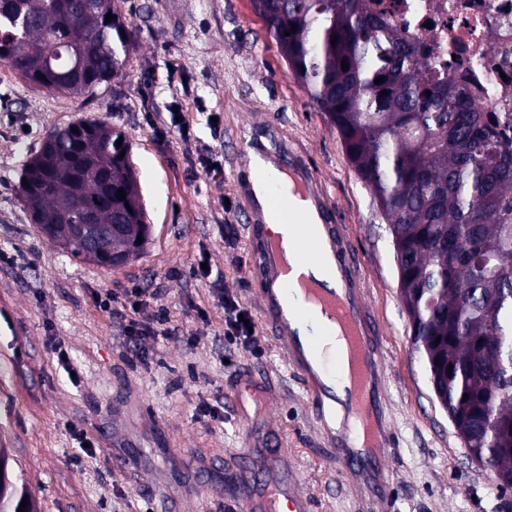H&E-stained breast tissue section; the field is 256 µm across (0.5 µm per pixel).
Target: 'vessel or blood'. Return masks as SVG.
<instances>
[{"label": "vessel or blood", "instance_id": "obj_1", "mask_svg": "<svg viewBox=\"0 0 512 512\" xmlns=\"http://www.w3.org/2000/svg\"><path fill=\"white\" fill-rule=\"evenodd\" d=\"M243 146L256 152L236 181L246 193L251 270L262 282L263 321L273 335L287 337V352L313 405L321 412L338 414L340 444L346 456L359 463L360 479L384 483L379 462L386 445L379 403L382 368L374 344L378 325L358 285L359 256L337 232L327 188L303 156L289 155L286 175L293 190L286 198L269 172L272 151L256 150L251 140ZM257 182L266 188L260 202L251 192ZM270 215L284 217L287 237L269 235ZM336 336L344 343L348 362L347 376L339 385L322 379L303 353L304 346ZM283 503L289 512H309L306 497L292 492L283 502L274 491L264 502V512H279Z\"/></svg>", "mask_w": 512, "mask_h": 512}]
</instances>
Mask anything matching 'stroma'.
Returning <instances> with one entry per match:
<instances>
[{
    "mask_svg": "<svg viewBox=\"0 0 512 512\" xmlns=\"http://www.w3.org/2000/svg\"><path fill=\"white\" fill-rule=\"evenodd\" d=\"M125 11L137 48L124 74L94 92H52L0 65V253L15 258L0 267V448L40 512H249L274 482L307 496L311 512H512V488L469 459L413 351L372 192L251 0H127ZM175 109L193 126L190 140L153 127ZM98 119L131 141L151 224L143 254L118 269L73 258L39 232L19 197L23 167L49 132ZM268 124L282 147L307 156L365 258L359 285L381 326L380 493L348 470L265 325L261 352L219 361L216 289L260 314L234 174L246 162L242 136L263 138ZM201 254L211 263L206 279L191 273ZM135 288L149 293L142 322L166 312L170 327L196 331L195 346L165 336L136 358L123 320L93 300ZM203 404L223 407V420L199 415ZM76 428L92 448H79ZM274 448L287 449V460Z\"/></svg>",
    "mask_w": 512,
    "mask_h": 512,
    "instance_id": "obj_1",
    "label": "stroma"
}]
</instances>
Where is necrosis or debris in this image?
<instances>
[{
  "instance_id": "1",
  "label": "necrosis or debris",
  "mask_w": 512,
  "mask_h": 512,
  "mask_svg": "<svg viewBox=\"0 0 512 512\" xmlns=\"http://www.w3.org/2000/svg\"><path fill=\"white\" fill-rule=\"evenodd\" d=\"M418 41L430 68L467 82L512 141V0H371Z\"/></svg>"
}]
</instances>
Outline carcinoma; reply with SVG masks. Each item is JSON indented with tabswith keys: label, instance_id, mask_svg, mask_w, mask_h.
<instances>
[{
	"label": "carcinoma",
	"instance_id": "carcinoma-1",
	"mask_svg": "<svg viewBox=\"0 0 512 512\" xmlns=\"http://www.w3.org/2000/svg\"><path fill=\"white\" fill-rule=\"evenodd\" d=\"M124 4L0 0V63L48 90L89 93L122 74L136 45ZM253 5L390 225L414 350L428 378L452 370L439 404L512 488V145L493 136L467 89L425 70L414 37L366 0ZM75 127L47 135L24 167L20 198L40 232L81 260V242L65 231L90 213L99 224L123 221L121 235L101 242L97 265L112 268L148 242L131 148L116 146L123 133L104 120ZM26 495L7 475L0 512H18Z\"/></svg>",
	"mask_w": 512,
	"mask_h": 512
}]
</instances>
